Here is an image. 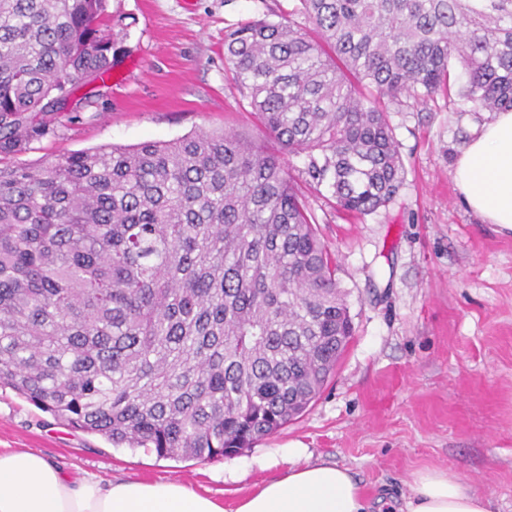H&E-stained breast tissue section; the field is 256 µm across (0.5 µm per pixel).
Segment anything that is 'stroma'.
<instances>
[{
  "label": "stroma",
  "mask_w": 512,
  "mask_h": 512,
  "mask_svg": "<svg viewBox=\"0 0 512 512\" xmlns=\"http://www.w3.org/2000/svg\"><path fill=\"white\" fill-rule=\"evenodd\" d=\"M298 0H108L118 48L104 85L54 131L0 165L47 164L108 145L170 141L226 129L268 151L224 58V34L245 22L305 19ZM405 166L394 200L367 216L339 210L298 174L295 188L338 264L354 335L307 412L242 454L160 459L112 447L0 389V450H31L105 481H178L223 502L284 475L288 450L351 470L369 502L398 512L413 473L445 468L512 512V232L485 223L452 176L468 141L493 120L456 93L384 101ZM280 460L266 467L269 457Z\"/></svg>",
  "instance_id": "obj_1"
}]
</instances>
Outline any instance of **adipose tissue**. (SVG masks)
I'll return each instance as SVG.
<instances>
[{
  "label": "adipose tissue",
  "instance_id": "obj_1",
  "mask_svg": "<svg viewBox=\"0 0 512 512\" xmlns=\"http://www.w3.org/2000/svg\"><path fill=\"white\" fill-rule=\"evenodd\" d=\"M467 207L512 232V110L498 112L463 149L454 170ZM349 470L309 463L264 482L234 512H367ZM0 512H224L217 500L178 481H103L76 476L27 450L0 451ZM400 512H492L490 500L454 473L414 475Z\"/></svg>",
  "mask_w": 512,
  "mask_h": 512
}]
</instances>
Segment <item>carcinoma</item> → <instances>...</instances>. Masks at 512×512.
I'll return each mask as SVG.
<instances>
[{"label": "carcinoma", "mask_w": 512, "mask_h": 512, "mask_svg": "<svg viewBox=\"0 0 512 512\" xmlns=\"http://www.w3.org/2000/svg\"><path fill=\"white\" fill-rule=\"evenodd\" d=\"M224 58L301 175L368 215L403 185L381 100L512 109V0H299ZM102 0H0V155L110 76ZM336 258L279 155L233 131L0 167V388L115 447L208 462L302 416L353 336Z\"/></svg>", "instance_id": "cac0c4a2"}]
</instances>
